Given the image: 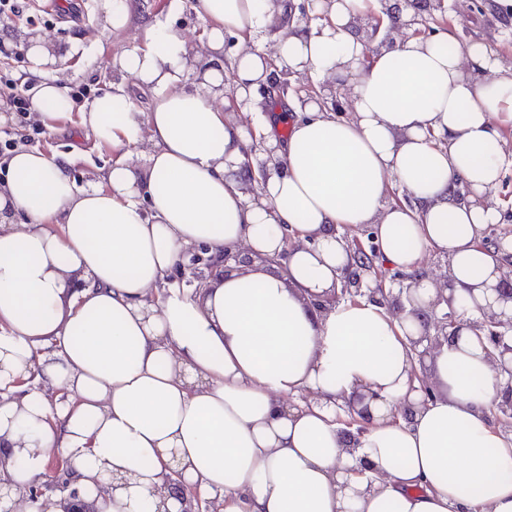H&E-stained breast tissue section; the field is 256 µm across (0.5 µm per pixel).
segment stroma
<instances>
[{
  "instance_id": "stroma-1",
  "label": "stroma",
  "mask_w": 512,
  "mask_h": 512,
  "mask_svg": "<svg viewBox=\"0 0 512 512\" xmlns=\"http://www.w3.org/2000/svg\"><path fill=\"white\" fill-rule=\"evenodd\" d=\"M76 13L58 14L47 11L41 0H30L22 19L0 23V64L12 56L20 61L13 68L14 77L34 83L35 75L27 71L25 58L31 38L48 35L47 48L58 60L57 76L61 84L91 83L93 91H104L111 84L127 81L119 67L110 65L111 57L141 43L147 25L161 21L172 25L188 40L192 50H199L206 39L209 23L196 10V0H137L127 28L113 31L105 28L96 10V0H79ZM436 32L452 31L460 42L481 39L496 47L505 64H512V31L504 24V15L495 0H447L445 14L427 18ZM331 83L305 72L288 77V85L277 96L270 97L252 89L247 106L226 101L228 118L253 129L258 112H292L301 98L329 95ZM32 147L49 153L70 154L72 174L78 184L92 180L96 169L111 165L119 155L109 145L96 144L86 132L68 121L58 122L54 129L40 128Z\"/></svg>"
}]
</instances>
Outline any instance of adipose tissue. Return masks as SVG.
<instances>
[{
    "mask_svg": "<svg viewBox=\"0 0 512 512\" xmlns=\"http://www.w3.org/2000/svg\"><path fill=\"white\" fill-rule=\"evenodd\" d=\"M319 23L258 39L278 0H197L209 21L204 50L166 24L150 26L119 58L148 89L147 111L113 85L75 106L54 75L44 37L32 40L31 117L45 127L76 118L117 148L148 141L145 170L128 157L78 185L72 160L31 148L0 178V480L24 491L52 454L68 457L96 512H152L151 490L178 465L185 488L219 498L222 512H512V433L492 414L498 379L486 344L463 328L429 359L443 395L400 409L411 387L413 316L325 296L350 261L342 230H374L393 269L448 261L456 288L495 283L512 254L481 246L499 223L496 193L512 146V65L483 40L449 32L375 49L354 37L356 17L382 0H313ZM239 50L224 55L225 34ZM345 85L351 118L317 102L304 117H261L280 169L239 190L245 129L226 118L273 66ZM406 194L390 204L391 185ZM301 240L285 244L286 234ZM247 247L280 255L285 273L253 266L170 283L191 248ZM377 392L372 423L347 447L337 405ZM316 392L318 402L301 401ZM128 484L108 491L112 475Z\"/></svg>",
    "mask_w": 512,
    "mask_h": 512,
    "instance_id": "obj_1",
    "label": "adipose tissue"
}]
</instances>
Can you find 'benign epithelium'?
Returning a JSON list of instances; mask_svg holds the SVG:
<instances>
[{
  "instance_id": "7a95c632",
  "label": "benign epithelium",
  "mask_w": 512,
  "mask_h": 512,
  "mask_svg": "<svg viewBox=\"0 0 512 512\" xmlns=\"http://www.w3.org/2000/svg\"><path fill=\"white\" fill-rule=\"evenodd\" d=\"M481 242L489 247H500L505 237L512 234V229L499 224H488L479 231ZM369 245H364L358 236H353L348 243L351 252V262L345 268L340 277V288L333 290L317 307L327 309L328 306L340 301V296L355 289L362 288L364 279L370 271L362 267L367 259L360 255L367 251H376L374 235L368 236ZM205 260L207 275H212L219 267H229L234 262H244L242 250H224L219 256L207 258L197 257V260ZM499 277L495 284L481 289L482 297L474 294V289H467L470 302L457 301L455 289L448 282V271L433 278L436 295L426 309H414L412 314L423 324V332L417 337L410 338L411 362H424L431 353L442 345L452 343L456 338L457 329L467 323L470 327L486 337V351L488 359L500 381L498 402L493 413L494 423L509 430L512 428V260L508 259L498 267ZM406 288L399 287L398 293L393 289L378 285L369 289L373 302L388 308L395 315L406 312L402 297ZM418 385L411 386V390L420 395V403L426 405L442 396L429 377L414 374ZM377 395L371 392H356L345 400L342 410L346 417H338L337 421L344 424L343 435L348 447L354 448L360 438L367 432L371 424L370 403L376 400ZM51 479L47 487L54 488L62 493L59 499L61 512H94L92 505L80 497L79 491L72 487L73 480L67 462L62 456H56V464L50 469ZM179 473L171 471V475L160 486L154 487V512H168L165 508L166 500L173 495H180V499L186 504L183 512H196L193 501L195 495H187L180 481ZM20 496L8 485H0V512H17V503Z\"/></svg>"
}]
</instances>
